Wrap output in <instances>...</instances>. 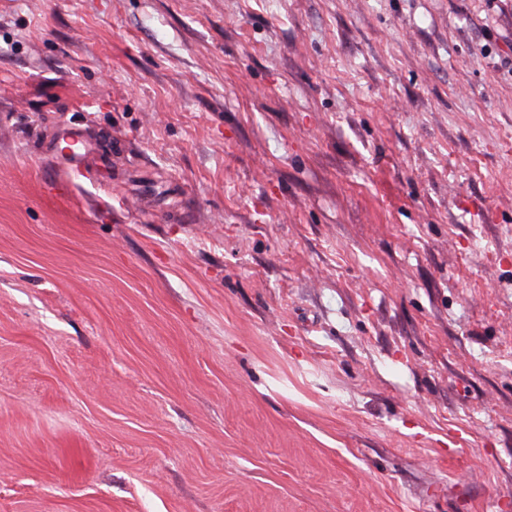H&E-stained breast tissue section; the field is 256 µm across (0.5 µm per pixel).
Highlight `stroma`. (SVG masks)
Listing matches in <instances>:
<instances>
[{"label": "stroma", "mask_w": 512, "mask_h": 512, "mask_svg": "<svg viewBox=\"0 0 512 512\" xmlns=\"http://www.w3.org/2000/svg\"><path fill=\"white\" fill-rule=\"evenodd\" d=\"M507 56L512 0H0V512H512Z\"/></svg>", "instance_id": "obj_1"}]
</instances>
